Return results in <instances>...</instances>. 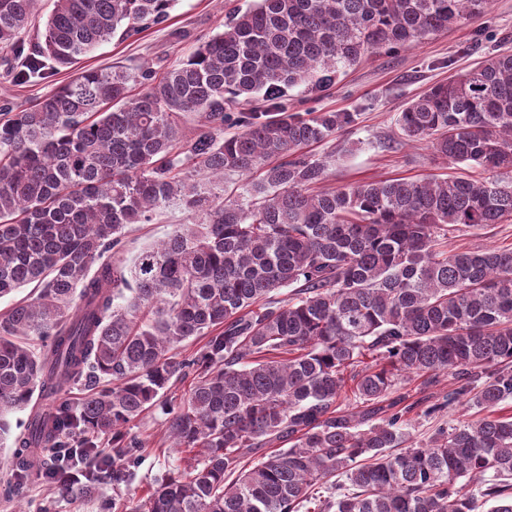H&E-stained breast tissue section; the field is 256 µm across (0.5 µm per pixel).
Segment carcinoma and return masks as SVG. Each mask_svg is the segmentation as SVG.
Wrapping results in <instances>:
<instances>
[{"label": "carcinoma", "mask_w": 512, "mask_h": 512, "mask_svg": "<svg viewBox=\"0 0 512 512\" xmlns=\"http://www.w3.org/2000/svg\"><path fill=\"white\" fill-rule=\"evenodd\" d=\"M175 0H55L22 38L36 0H0V50L17 84L69 67L117 37L164 23ZM491 0H256L161 78L87 68L34 106L0 120V298L37 296L0 314V441L34 395L69 383L112 388L35 410L6 461L12 485L31 448L75 432L97 459L70 481L67 460L40 464L72 499L121 488L145 442L132 423L176 382L167 434L192 453L133 512H299L318 481L343 492L318 512H512V247L448 249V236L512 220V182L390 179L323 188L327 164L304 153L353 112H290L284 89L331 86L380 50L410 46L483 14ZM141 86L138 94L130 83ZM265 112L226 109L257 98ZM197 118L192 136L180 120ZM437 160L512 172V54L431 86L397 118ZM261 172L239 201L224 174ZM177 202L192 218L133 258L126 228ZM291 289L288 298L269 295ZM203 336L189 358L177 353ZM41 341L39 351L28 340ZM448 391L407 402L401 384ZM351 390L352 407L342 404ZM473 404L425 445L409 415ZM112 436V452L96 440ZM264 452L259 463L249 459Z\"/></svg>", "instance_id": "cac0c4a2"}]
</instances>
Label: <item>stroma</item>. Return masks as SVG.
Returning a JSON list of instances; mask_svg holds the SVG:
<instances>
[{
	"instance_id": "1",
	"label": "stroma",
	"mask_w": 512,
	"mask_h": 512,
	"mask_svg": "<svg viewBox=\"0 0 512 512\" xmlns=\"http://www.w3.org/2000/svg\"><path fill=\"white\" fill-rule=\"evenodd\" d=\"M223 0H176L169 18L141 35L102 44L82 66L50 72L36 83L12 81L16 61L0 51V113L35 105L47 93L69 83L81 67L105 69L150 68L156 75L170 70L204 41L224 29ZM512 53V0H494L490 11L416 45L392 52H376L343 69L326 91L304 86L289 88L283 100L292 112H354L355 125L336 133L327 142L308 147V154L328 160L326 186L340 187L389 178H431L455 173V166L439 165L427 145L405 142L396 124L401 110L434 83L474 68L488 50ZM179 205L167 207L155 223L131 225L125 248L136 252L162 238L173 224L188 223ZM512 247V222L480 229H464L448 241L449 249ZM166 416L161 408L140 415L132 430L150 445L125 498L143 500L154 480L166 470L183 465L180 449L165 436ZM111 484L99 485L95 497L70 501L45 483L33 480L13 489L0 470V512H99L101 500L112 497Z\"/></svg>"
}]
</instances>
